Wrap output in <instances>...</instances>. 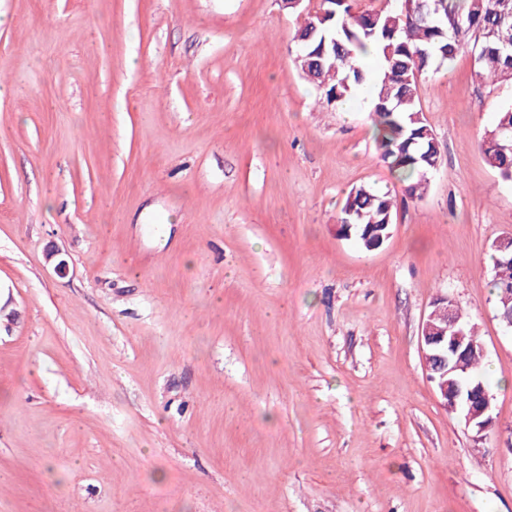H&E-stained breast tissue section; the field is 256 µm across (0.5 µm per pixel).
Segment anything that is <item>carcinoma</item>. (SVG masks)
I'll return each mask as SVG.
<instances>
[{
    "label": "carcinoma",
    "instance_id": "cac0c4a2",
    "mask_svg": "<svg viewBox=\"0 0 512 512\" xmlns=\"http://www.w3.org/2000/svg\"><path fill=\"white\" fill-rule=\"evenodd\" d=\"M296 42L304 50L295 62L320 90L326 103L338 105L358 88L370 85L374 95L371 120L384 134L376 139L380 157L400 182L404 196H424L430 176L440 165V152L419 106V81L430 68L449 62L470 45L478 48L477 76L512 82V0H401L393 9L359 7V0H324L314 12L300 13ZM381 50L377 79L363 70L359 57L368 46ZM488 164L512 182V104L497 112L483 140ZM393 198L365 185L352 188L341 208L343 235L365 250L386 241L393 224ZM495 271L492 290L497 314L512 309V241L492 244Z\"/></svg>",
    "mask_w": 512,
    "mask_h": 512
}]
</instances>
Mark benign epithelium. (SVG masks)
Segmentation results:
<instances>
[{
  "instance_id": "benign-epithelium-1",
  "label": "benign epithelium",
  "mask_w": 512,
  "mask_h": 512,
  "mask_svg": "<svg viewBox=\"0 0 512 512\" xmlns=\"http://www.w3.org/2000/svg\"><path fill=\"white\" fill-rule=\"evenodd\" d=\"M444 314L447 325L437 326L433 323L435 314L431 313L422 322L420 332V352L426 377L431 382H438L436 391L443 399V405H448V381L446 377L461 367L460 358L466 356L477 346L466 341L463 330L459 329L448 335V328L456 324L455 310L448 298H443ZM480 353H485L484 346L477 347ZM462 399L461 419L465 426L476 432L477 440H486L487 432L494 424L491 415L492 401L489 393L478 384L467 390L457 387L453 399Z\"/></svg>"
}]
</instances>
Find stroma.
Wrapping results in <instances>:
<instances>
[{"label": "stroma", "mask_w": 512, "mask_h": 512, "mask_svg": "<svg viewBox=\"0 0 512 512\" xmlns=\"http://www.w3.org/2000/svg\"><path fill=\"white\" fill-rule=\"evenodd\" d=\"M298 23L0 0V512H512V183L481 147L512 84L468 50L421 78L441 159L407 199ZM359 185L395 200L374 251L338 231ZM446 294L486 349L481 446L421 363ZM497 238L492 243V260L495 271L492 290L497 303V316L512 309V241L511 239ZM501 240L498 244L497 241ZM505 328L512 331V310L501 316Z\"/></svg>", "instance_id": "35a3bbf8"}]
</instances>
